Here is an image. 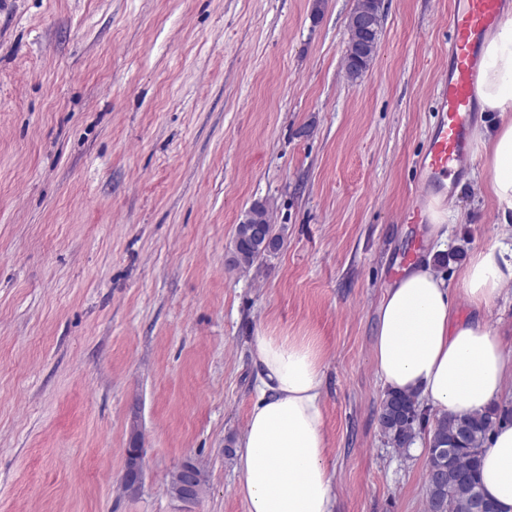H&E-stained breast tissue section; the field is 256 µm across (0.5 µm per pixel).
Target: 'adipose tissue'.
Masks as SVG:
<instances>
[{
    "mask_svg": "<svg viewBox=\"0 0 512 512\" xmlns=\"http://www.w3.org/2000/svg\"><path fill=\"white\" fill-rule=\"evenodd\" d=\"M480 111L471 142L490 177L485 190L503 220H512V16L483 46L477 85ZM450 292L431 265L411 269L388 288L377 310L373 360L385 389L465 416L483 411L512 379V344L480 316L512 285V249L494 244L469 257ZM464 297L474 318L456 317ZM254 397L236 459L238 493L249 512H334L333 476L325 462L324 374L314 343L263 331L251 344ZM481 483L499 512H512V424L493 432Z\"/></svg>",
    "mask_w": 512,
    "mask_h": 512,
    "instance_id": "1",
    "label": "adipose tissue"
}]
</instances>
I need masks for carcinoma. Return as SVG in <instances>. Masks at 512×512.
Here are the masks:
<instances>
[{"label": "carcinoma", "instance_id": "obj_1", "mask_svg": "<svg viewBox=\"0 0 512 512\" xmlns=\"http://www.w3.org/2000/svg\"><path fill=\"white\" fill-rule=\"evenodd\" d=\"M380 32L359 35L370 44L364 52L346 46L344 64L347 77L358 78L372 64ZM256 221L265 226L266 235L255 239L237 230L233 240L231 262L242 271H249L257 262L277 252L283 238L274 233L267 208L256 204L251 208ZM378 422L387 443L406 449L412 445L425 424L417 399L407 393L389 392L379 407ZM503 423L512 424V408L494 406L468 416L447 412L435 415L429 432L431 448H453L451 458L432 456L426 466L427 512H468L471 497L481 492L480 456L487 446L490 433Z\"/></svg>", "mask_w": 512, "mask_h": 512}]
</instances>
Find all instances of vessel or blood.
<instances>
[{
	"instance_id": "vessel-or-blood-1",
	"label": "vessel or blood",
	"mask_w": 512,
	"mask_h": 512,
	"mask_svg": "<svg viewBox=\"0 0 512 512\" xmlns=\"http://www.w3.org/2000/svg\"><path fill=\"white\" fill-rule=\"evenodd\" d=\"M507 0H455L450 14L448 70L436 83L438 119L418 159V193L408 208L413 223H425L431 195L446 193L448 181L469 168V134L477 110L481 46L500 23Z\"/></svg>"
}]
</instances>
